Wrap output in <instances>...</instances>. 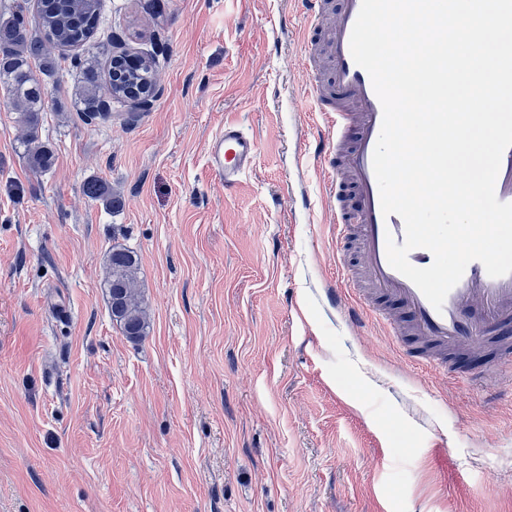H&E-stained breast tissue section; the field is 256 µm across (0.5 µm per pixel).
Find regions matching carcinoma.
Wrapping results in <instances>:
<instances>
[{
	"mask_svg": "<svg viewBox=\"0 0 512 512\" xmlns=\"http://www.w3.org/2000/svg\"><path fill=\"white\" fill-rule=\"evenodd\" d=\"M101 11L102 0H40L32 28L23 16L0 19V84L7 87L9 105L26 128L28 143L32 144L28 159L36 172L46 171L54 163L53 153L39 142L41 115L49 96L42 75L60 67V59L53 57L51 50L64 51L89 42ZM71 65L79 70L75 97L89 125L112 117L104 108L106 101L124 102L155 87V63L149 58L137 68L112 59L105 69L89 48L84 55L72 58ZM84 191L88 198L112 210L122 206V198L101 181L88 182ZM138 271L139 259L133 251L112 248L105 280L109 309L123 335L134 341L147 335L149 329L143 301L136 291Z\"/></svg>",
	"mask_w": 512,
	"mask_h": 512,
	"instance_id": "obj_1",
	"label": "carcinoma"
}]
</instances>
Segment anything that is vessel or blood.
I'll return each mask as SVG.
<instances>
[{"label":"vessel or blood","mask_w":512,"mask_h":512,"mask_svg":"<svg viewBox=\"0 0 512 512\" xmlns=\"http://www.w3.org/2000/svg\"><path fill=\"white\" fill-rule=\"evenodd\" d=\"M311 27L320 29L338 94L312 89L315 111L327 132L321 148L328 169L329 197L336 237L337 298L351 296V322L370 317L389 338L403 343L410 361L446 376L461 378L450 356L481 347L490 333H498V354L487 368L497 374L512 367V274L489 276L481 262H471L461 280L448 293L442 309H435L419 288L393 269L386 256L387 240L403 243L405 226L398 215H383L373 168V153L380 135L383 109L369 74L351 54L350 38L362 0H342L328 12L327 0H298ZM257 141L240 123L228 121L208 144L209 162L234 190L250 171ZM499 201L512 203V148L506 149L495 185ZM399 302L403 316L395 318L389 300Z\"/></svg>","instance_id":"1"}]
</instances>
